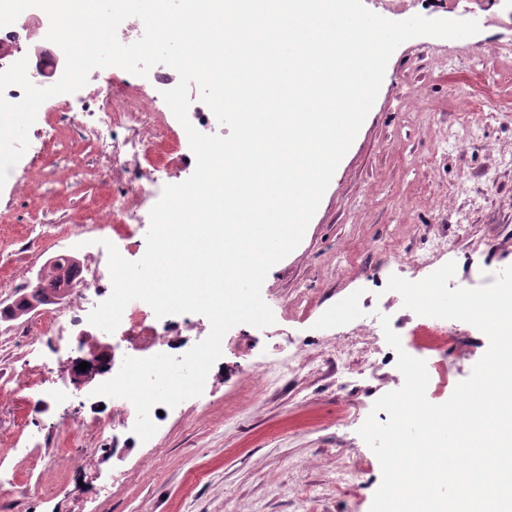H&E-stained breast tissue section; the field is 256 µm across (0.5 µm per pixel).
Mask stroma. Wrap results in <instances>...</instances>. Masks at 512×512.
Returning a JSON list of instances; mask_svg holds the SVG:
<instances>
[{"instance_id": "1", "label": "stroma", "mask_w": 512, "mask_h": 512, "mask_svg": "<svg viewBox=\"0 0 512 512\" xmlns=\"http://www.w3.org/2000/svg\"><path fill=\"white\" fill-rule=\"evenodd\" d=\"M363 2L391 21L473 19L481 30L462 39L420 36L395 50L301 244L263 283L274 324L231 328L208 389L169 409L148 441L115 418L111 399L73 384L67 366L78 352L69 322L30 336L28 316L0 320V384L28 376L52 397L42 409L17 396L0 399V503H11L12 512H370L381 466L358 430L375 401L404 383L396 354L380 338V315L405 350L428 359L430 402H446L470 376L487 337L459 321L451 344L435 340L428 323L386 288L391 275L416 282L425 271L386 262L382 247L415 254L447 235L453 289L468 287L485 264L512 266V250L495 247L512 233V15L495 0ZM488 43L497 61L476 65ZM466 121L481 135L461 150L448 135ZM89 122L77 105L46 100L18 163L33 193L0 189V308L25 295L55 257V234L66 236L69 255L83 267L94 263L99 241L112 237L108 227L83 231L109 195L99 177L108 157L85 136ZM487 170L497 179L491 189L482 178ZM348 249L356 264L344 274L339 263ZM375 335L377 350L366 352ZM344 343L354 350L337 358ZM456 345L470 356L455 358ZM295 351L304 368L254 397L244 365ZM61 448L94 455L61 469L54 462ZM353 461L363 468L357 486L335 487L337 469Z\"/></svg>"}]
</instances>
